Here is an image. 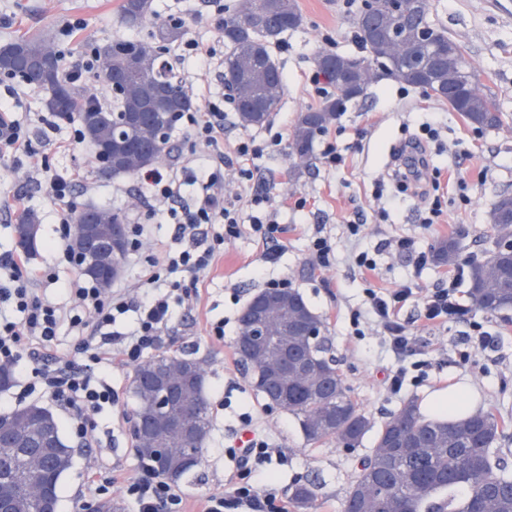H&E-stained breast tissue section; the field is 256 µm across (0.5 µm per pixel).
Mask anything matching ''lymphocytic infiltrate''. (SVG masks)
I'll return each instance as SVG.
<instances>
[{
    "mask_svg": "<svg viewBox=\"0 0 512 512\" xmlns=\"http://www.w3.org/2000/svg\"><path fill=\"white\" fill-rule=\"evenodd\" d=\"M214 48L197 35L186 37L172 54L175 63L193 60L196 71L186 81V93L194 84L208 80ZM12 105L0 101V157L13 159L18 166L38 175L45 198L62 205L59 238L71 232L70 198L74 191L71 174L48 165L45 147L53 145L62 118L45 112L35 122L18 119ZM224 107L222 100L209 101L205 109L185 112L177 120L182 140L193 151L175 162L142 170L138 178L153 202L159 222L178 226L179 249L159 246L156 253L142 257L133 286L105 288L92 281L70 284L69 310H61L37 286L47 281L42 268L28 266L19 254L0 255V365L17 366L29 359L31 376L74 425L79 438H86L89 416L100 413L117 399L111 384L96 378L94 369L122 362L138 361L145 352L158 349L162 335L177 317L185 300L196 291L202 273L209 270L225 242L238 238L243 226H250L258 241L277 240L283 231L270 199L250 193L249 187L259 167L257 162L272 147L281 145L282 134L263 141L254 135L239 136L232 151L224 149ZM235 169L237 192H225L224 171ZM191 186L190 198H183V186ZM465 274L457 266L445 285L421 289L413 284L398 288L368 289L367 313L379 326L398 361L385 381L389 392L401 393L408 374L426 368L421 350L402 317L412 309L414 320L428 325H444L464 319L468 313L457 295V285ZM75 330L78 342L75 358H83L84 368L74 360L53 353L52 346L62 325ZM245 441L227 448L237 466L249 469L268 462L271 445L258 433L251 414L240 416ZM90 480L103 487H121L135 512H186L183 497L163 479L150 475L125 478L115 472H92ZM247 512H288V503L273 488L250 481L237 482L229 494H212L201 512H224L225 503Z\"/></svg>",
    "mask_w": 512,
    "mask_h": 512,
    "instance_id": "1",
    "label": "lymphocytic infiltrate"
}]
</instances>
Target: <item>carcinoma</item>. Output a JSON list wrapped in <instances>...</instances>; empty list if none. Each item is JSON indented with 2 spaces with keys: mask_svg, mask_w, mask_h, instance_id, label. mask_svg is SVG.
I'll return each mask as SVG.
<instances>
[{
  "mask_svg": "<svg viewBox=\"0 0 512 512\" xmlns=\"http://www.w3.org/2000/svg\"><path fill=\"white\" fill-rule=\"evenodd\" d=\"M379 7L365 17L358 11L354 25L359 35L373 25L379 29L375 40L363 41L368 56L361 58L368 70H385L384 76L425 89L448 102L479 131L496 129L503 122L496 96L478 87L477 75L467 59V49L455 42L444 48L438 41L420 37L422 21H403L385 7L386 0H377ZM120 20L129 28L152 24L145 41L128 42L116 39L94 46L98 77L105 72L120 73L128 57L140 64L138 72L123 82L111 105L98 99L76 84L66 74L64 57L43 35H21L0 46V73L22 78L36 73L39 89L46 92L47 111L78 122L84 139L98 148L116 150L120 136L140 147L157 148L163 153L166 143L155 144L158 122L138 125L124 124L120 135L113 132V114L135 111L143 94L158 81L169 86L183 87L184 75L171 62L159 58L156 49L182 42L188 34L186 23L161 22L155 0H121ZM290 24L298 28L302 15L297 0H238L231 13L224 16L220 33L224 39V73L231 75L228 86L235 103L237 123L244 129L260 128L269 122L285 93V83L270 46L279 40L277 28ZM355 58L320 51L314 58L318 73L329 91L321 104L299 113L293 126L288 155L303 159L312 153L317 136L324 132L352 97L344 94L341 82L353 78L351 67ZM98 104L103 120L97 127H87L83 112L89 102ZM98 176L110 172L114 176L135 177L152 165L142 150L125 152L121 157L96 152ZM88 212L99 221V229L107 233L114 224L124 223V217L109 209L92 207ZM489 231L497 236L512 227V192L496 195L488 215ZM17 246L27 255L38 252V225L24 218L15 225ZM462 250L461 238L452 234L438 241L432 259L440 266H454ZM468 295L481 310L500 313L512 310V260L496 247L472 261L468 268ZM296 313L322 323L320 316L306 303L300 293L268 310L267 325L284 322L285 316ZM297 352L315 361L318 369L302 383L288 377L285 388L290 402L288 414L294 416L310 444L330 439L357 446L368 434H373L371 454L362 461L361 469L342 505V512H365L364 505L378 495L405 512H512V475L507 474L504 460L493 465L489 451L504 434V420L492 411L477 414L455 423L428 420L419 413L415 401H404L380 426L365 416L350 395L336 360L328 349H318L302 339L292 345ZM250 369V385L261 398H266L265 385L257 381L256 363L259 358L240 356ZM191 355L163 352L136 365L130 375L133 397L131 419L146 420L154 411L157 395L152 387L156 365L163 363L181 368ZM192 406L202 411L201 419L211 428V415L205 393V379L192 381L187 388ZM36 414L49 423V449L56 465L52 473L55 492H60V480L71 467L73 450L61 434L59 421L47 408L35 403L19 405L5 413V418L19 419ZM416 442L390 457L389 441L395 433ZM291 500L298 508L313 506L315 493L307 483L294 486Z\"/></svg>",
  "mask_w": 512,
  "mask_h": 512,
  "instance_id": "carcinoma-1",
  "label": "carcinoma"
}]
</instances>
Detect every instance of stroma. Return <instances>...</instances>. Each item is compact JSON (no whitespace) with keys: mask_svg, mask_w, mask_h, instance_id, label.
<instances>
[{"mask_svg":"<svg viewBox=\"0 0 512 512\" xmlns=\"http://www.w3.org/2000/svg\"><path fill=\"white\" fill-rule=\"evenodd\" d=\"M120 3L0 0V45L25 33L43 34L56 48H68L78 58L91 47L122 36L146 39L147 29L131 31L120 25ZM298 4L301 26L283 34L271 48L286 85L275 127L286 136L299 112L321 100L310 77L315 71L313 58L324 50L325 38L333 39L336 53H364L353 23L355 10L345 7L344 0H298ZM77 20L81 28L65 33V26ZM429 20L467 47L481 89L497 97L503 123L498 129L476 133L447 102L415 87L403 98L397 94L398 82L375 79L364 96L348 103L327 129L346 158L340 170H328L316 151L303 161L289 159L284 148L260 159L254 188L270 196L284 227L278 259L267 261L263 246L247 232L226 244L200 279L197 297L186 301L182 318L165 332L162 342L163 351L181 348L204 362L212 428L198 466L177 487L188 512H197L200 499L228 492L237 481L238 470L224 448L233 444L242 413L253 415L273 446L271 462L255 473V480L269 483L286 497L296 483H309L316 494L313 512H342L359 460L372 448L368 437L355 448L333 440L309 444L293 416L270 409L251 388L236 350L238 318L249 299L273 282H288L321 317L345 383L373 422L382 423L406 400L420 403L428 394L466 383L478 394L480 410H494L508 420L504 438L492 450L512 464V311L488 314L475 309L467 323H413L414 334L431 344L430 365L423 380L406 384L397 395L384 385L396 361L366 313L367 288H396L409 281L432 288L447 273L446 267L434 263L416 268L413 258L383 250L384 242L409 237L420 249L428 250L455 232L461 236L464 253L482 257L493 246L488 237L491 204L498 192L512 190V0H429ZM428 120L440 129L439 139L425 146L429 159L442 163L456 151L468 152L453 172L456 182L448 187L440 223L429 227L421 222V198L399 193L387 178L396 148L405 145ZM70 137L68 126L56 132L57 145L47 151L50 165L91 174L93 147L87 142L71 144ZM136 186V180L126 176L103 179L91 174L88 185L76 188L74 205L131 212ZM463 191L469 203L460 202ZM18 193L27 196L26 210L12 206ZM300 197L306 198V209L289 210V203ZM27 213L34 214L40 226L38 253L30 258V265L50 268L61 286L78 280L77 267L61 260L62 245L56 233L60 208L43 198L35 179L25 178L9 161L0 160V254L16 250L14 226ZM353 219L363 226L362 239L349 233L348 223ZM318 234L329 237L335 246L332 264L326 269L311 267L309 262L308 244ZM362 250L372 254L376 270L356 266L354 257ZM219 320L225 323L220 341L209 334L211 323ZM474 322L492 334L493 347L464 346L462 337ZM465 349L470 359L463 365L459 354ZM131 372V366L120 362L100 369V377L117 390L118 400L93 415L86 445H76L73 465L61 479L59 512H83L85 504L97 501L96 490L87 485L89 471L118 468L128 477L142 476L129 421Z\"/></svg>","mask_w":512,"mask_h":512,"instance_id":"1","label":"stroma"}]
</instances>
